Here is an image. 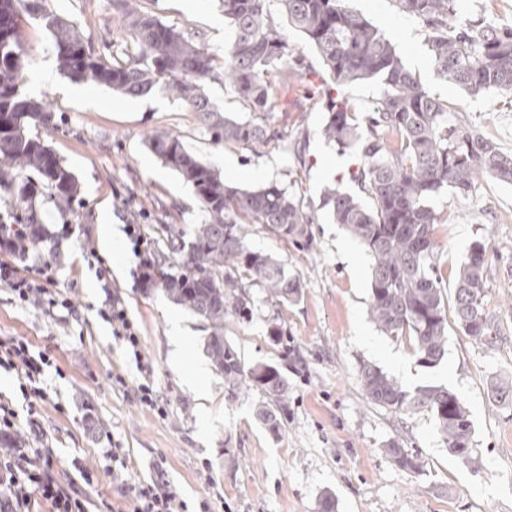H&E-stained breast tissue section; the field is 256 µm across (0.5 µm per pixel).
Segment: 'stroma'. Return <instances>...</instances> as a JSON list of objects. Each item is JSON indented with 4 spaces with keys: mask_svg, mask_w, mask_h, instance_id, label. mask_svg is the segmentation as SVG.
<instances>
[{
    "mask_svg": "<svg viewBox=\"0 0 512 512\" xmlns=\"http://www.w3.org/2000/svg\"><path fill=\"white\" fill-rule=\"evenodd\" d=\"M394 44L406 66L432 93L452 105L463 131L492 140L512 154V109L493 94L473 95L441 79L428 50V32L417 19L398 12L394 0H347ZM51 10L71 19L96 53L121 56L126 37L120 0H48ZM142 13L197 36L216 55L232 37L219 0H138ZM270 15L288 42L312 67L313 76L275 86L266 124L277 137L254 150L215 144L198 113L162 89L131 98L107 87L78 84L62 75L50 34L31 24L24 35L31 59L27 76L38 88L24 93L45 100L49 125L37 133L73 173L78 201L43 194L34 212L44 235L20 268L49 262L61 296L76 314L57 309L55 317L16 302L0 286V337L22 336L47 348L57 368L48 374L53 404L42 409L65 476L93 471L88 494L93 504L125 506L126 491L113 483L108 448H125L128 481L164 475L187 504L199 512H319L332 495L336 512H512V403L492 395L496 379H512V185L480 179L461 195L447 190L432 200L444 218L435 225L433 264L445 297H453L458 271L471 244L488 247L485 300L506 330L486 346L448 325V351L436 366L418 362L408 338L382 332L368 312L371 259L341 225L332 223L320 202L325 190L352 193L362 166L357 147H339L321 135L328 96L356 102L371 111L382 97L377 80L335 86L320 69L315 49L286 24L277 0ZM158 131L179 135L198 159L243 189L271 182L293 188L314 211L312 249L299 250L250 225L247 242L272 254L288 273L305 283L294 304L271 300L250 287L249 319L228 320L224 338L245 367L271 365L288 378V419L272 433L256 416L258 390L229 391L220 372L210 369L203 323L140 278V260L150 257L164 224L185 229L204 213L193 187L149 149ZM110 223L123 230L127 258L116 276L99 246L101 204ZM138 225V238L126 230ZM119 298L137 328L152 366L144 376L128 345L112 334L100 311L106 294ZM181 324L187 337L181 358H173L171 329ZM282 327L281 339L269 334ZM371 363L412 391L442 385L466 406L473 423L470 461L449 454L430 412L398 415L371 403L360 379ZM208 366L211 398L200 401L185 384L197 365ZM119 371L126 386L113 384ZM164 399L165 414L139 403L133 388L143 378ZM98 419V438L82 427L85 409ZM400 442L417 456L418 471L401 469L386 453Z\"/></svg>",
    "mask_w": 512,
    "mask_h": 512,
    "instance_id": "1",
    "label": "stroma"
}]
</instances>
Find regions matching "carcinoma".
<instances>
[{
	"label": "carcinoma",
	"mask_w": 512,
	"mask_h": 512,
	"mask_svg": "<svg viewBox=\"0 0 512 512\" xmlns=\"http://www.w3.org/2000/svg\"><path fill=\"white\" fill-rule=\"evenodd\" d=\"M268 2L221 0L232 30L224 54V83L254 115L240 122L224 116L204 91L215 77L217 57L193 36L141 13L133 0H122V23L127 41L138 52L125 62L96 55L78 26L50 10L46 0H0V194L21 209L18 220L31 225L32 243L42 237L33 199L47 191L71 202L79 193L72 172L33 132L48 121L50 108L22 91L30 61L23 26L37 23L50 33L64 76L133 98L161 86L202 116L214 142L255 149L275 139V132L258 121L271 109L275 84L313 73L274 24ZM278 2L288 24L314 47L334 84L379 79L384 86L379 105L361 120L354 102L328 97L322 135L330 144L359 149L363 167L355 180L372 205L336 188L325 191L322 208L371 257L372 321L387 334L409 337L419 362L434 365L446 353L448 314L431 263L432 229L443 219L429 201L448 188L466 194L482 177L512 184V155L452 123L448 101L426 89L390 39L346 0ZM394 2L400 12L428 27V48L438 74L471 94L493 92L512 108V27L461 22L460 0ZM148 146L192 185L206 214L189 233L179 224L165 225L163 248L148 284L205 321L212 365L224 374L229 388L246 385L261 391L265 401L257 415L277 434L288 415V382L273 366L245 369L224 340V321L247 317L251 307L246 288L254 284L278 302L301 299L304 281L288 274L271 255L250 248L247 226L260 224L273 237L310 249L313 216L301 196L277 182L254 190L227 184L175 134L157 132ZM486 262L484 244L474 242L459 272L452 311L465 335L493 346L503 332L500 319L484 303ZM360 376L369 401L396 414L430 411L448 452L470 458L473 424L454 392L425 386L411 393L372 364L362 365ZM386 453L404 470L420 467L398 441Z\"/></svg>",
	"instance_id": "cac0c4a2"
}]
</instances>
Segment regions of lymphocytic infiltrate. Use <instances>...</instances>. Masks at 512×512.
I'll return each mask as SVG.
<instances>
[{
	"mask_svg": "<svg viewBox=\"0 0 512 512\" xmlns=\"http://www.w3.org/2000/svg\"><path fill=\"white\" fill-rule=\"evenodd\" d=\"M0 284L8 287L20 304L40 306L46 314L56 308L75 313L69 298L58 297L48 267L39 278L24 276L11 263V256L25 257L32 250L26 226H0ZM54 364L47 350H38L25 338H0V368L15 372L22 396L28 402L27 420L19 422L9 402L0 400V512H34L36 504L49 512H89L83 487L63 481L52 441L45 431L40 408L50 402L45 373ZM187 505L177 490L162 478L138 483L127 508L107 507L105 512H186Z\"/></svg>",
	"mask_w": 512,
	"mask_h": 512,
	"instance_id": "lymphocytic-infiltrate-1",
	"label": "lymphocytic infiltrate"
}]
</instances>
